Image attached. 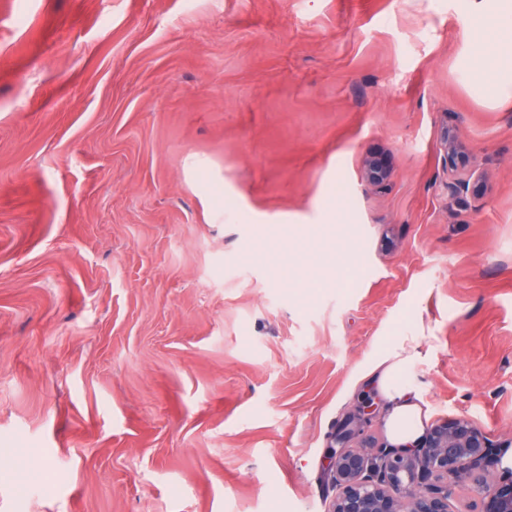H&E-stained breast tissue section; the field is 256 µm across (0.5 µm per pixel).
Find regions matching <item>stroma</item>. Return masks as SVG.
<instances>
[{
  "label": "stroma",
  "mask_w": 512,
  "mask_h": 512,
  "mask_svg": "<svg viewBox=\"0 0 512 512\" xmlns=\"http://www.w3.org/2000/svg\"><path fill=\"white\" fill-rule=\"evenodd\" d=\"M474 32L470 0H0V512H325L364 395L393 439L403 336L422 426L512 462V103ZM467 72L484 97L491 103H512V52L469 57ZM443 148L448 163V196L463 199V195L469 192L470 180L457 173V161L465 156L466 148L450 129L443 139Z\"/></svg>",
  "instance_id": "stroma-1"
}]
</instances>
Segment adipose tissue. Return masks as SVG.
Here are the masks:
<instances>
[{
  "label": "adipose tissue",
  "mask_w": 512,
  "mask_h": 512,
  "mask_svg": "<svg viewBox=\"0 0 512 512\" xmlns=\"http://www.w3.org/2000/svg\"><path fill=\"white\" fill-rule=\"evenodd\" d=\"M467 72L489 102L512 103L511 51L472 55L468 59ZM415 343V337H403L378 363L379 385L393 404L391 430L394 437L403 443L418 438L421 420L418 398L402 380L416 358Z\"/></svg>",
  "instance_id": "1"
}]
</instances>
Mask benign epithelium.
I'll list each match as a JSON object with an SVG mask.
<instances>
[{
  "label": "benign epithelium",
  "mask_w": 512,
  "mask_h": 512,
  "mask_svg": "<svg viewBox=\"0 0 512 512\" xmlns=\"http://www.w3.org/2000/svg\"><path fill=\"white\" fill-rule=\"evenodd\" d=\"M448 163V196L463 198L470 180L458 174L457 161L465 146L449 130L443 139ZM373 402L366 398L332 435L325 472L337 489L327 512H456V485L467 477L476 480L480 512H512V469L471 420L456 417L440 421L410 445L374 443L353 448L350 442L366 423ZM502 468L490 483L485 472Z\"/></svg>",
  "instance_id": "obj_1"
}]
</instances>
